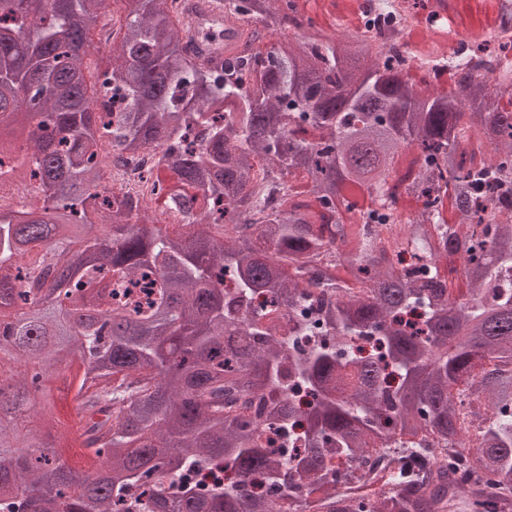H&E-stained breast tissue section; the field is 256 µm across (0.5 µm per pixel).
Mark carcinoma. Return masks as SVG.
<instances>
[{"mask_svg": "<svg viewBox=\"0 0 512 512\" xmlns=\"http://www.w3.org/2000/svg\"><path fill=\"white\" fill-rule=\"evenodd\" d=\"M106 2L0 0V178L34 179L42 200L0 212V512H276L282 496L291 512H512V223L473 233L512 206V60L444 56L435 0L412 54L453 79L440 94L397 48L315 28L310 0H196L209 25H252L249 45L201 64L178 0H123L101 88L126 104L104 122L86 73ZM366 2L348 13L376 27ZM278 13L310 31L253 48ZM226 106L225 124L206 121ZM103 132L120 156L160 150V190L193 218L182 233L99 189ZM257 154L272 192L295 169L307 188L268 206ZM364 191L391 206L394 247ZM285 317L322 341L288 346ZM349 336L378 344L347 354ZM57 376L93 460L79 476L40 446L44 419L15 418L52 407ZM460 385L489 408L475 448ZM429 436L459 458L407 447Z\"/></svg>", "mask_w": 512, "mask_h": 512, "instance_id": "obj_1", "label": "carcinoma"}]
</instances>
